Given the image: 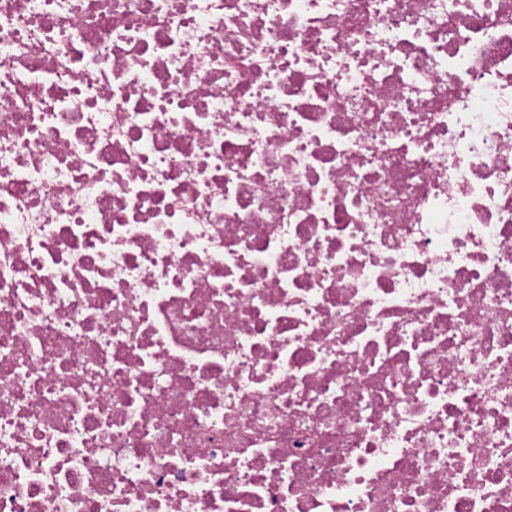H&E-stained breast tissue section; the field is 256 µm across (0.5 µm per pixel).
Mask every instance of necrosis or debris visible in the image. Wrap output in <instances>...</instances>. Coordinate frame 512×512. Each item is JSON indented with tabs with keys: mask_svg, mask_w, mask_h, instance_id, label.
Here are the masks:
<instances>
[{
	"mask_svg": "<svg viewBox=\"0 0 512 512\" xmlns=\"http://www.w3.org/2000/svg\"><path fill=\"white\" fill-rule=\"evenodd\" d=\"M0 512H512V0H0Z\"/></svg>",
	"mask_w": 512,
	"mask_h": 512,
	"instance_id": "obj_1",
	"label": "necrosis or debris"
}]
</instances>
